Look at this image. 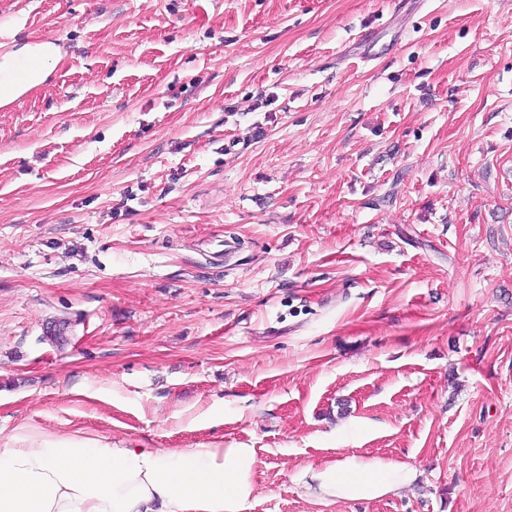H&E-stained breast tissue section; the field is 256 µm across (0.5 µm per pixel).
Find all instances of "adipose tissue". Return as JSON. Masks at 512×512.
I'll list each match as a JSON object with an SVG mask.
<instances>
[{"label":"adipose tissue","instance_id":"obj_1","mask_svg":"<svg viewBox=\"0 0 512 512\" xmlns=\"http://www.w3.org/2000/svg\"><path fill=\"white\" fill-rule=\"evenodd\" d=\"M61 57L47 41L0 44V107L45 84ZM255 449L143 448L99 437L16 435L0 448V512H246ZM407 462L355 454L304 465L292 481L322 506L374 501L416 484Z\"/></svg>","mask_w":512,"mask_h":512}]
</instances>
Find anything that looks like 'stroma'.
I'll list each match as a JSON object with an SVG mask.
<instances>
[{
	"label": "stroma",
	"instance_id": "35a3bbf8",
	"mask_svg": "<svg viewBox=\"0 0 512 512\" xmlns=\"http://www.w3.org/2000/svg\"><path fill=\"white\" fill-rule=\"evenodd\" d=\"M15 37L63 58L0 109V448H253L247 512H512V0H0ZM339 454L421 477L313 505Z\"/></svg>",
	"mask_w": 512,
	"mask_h": 512
}]
</instances>
